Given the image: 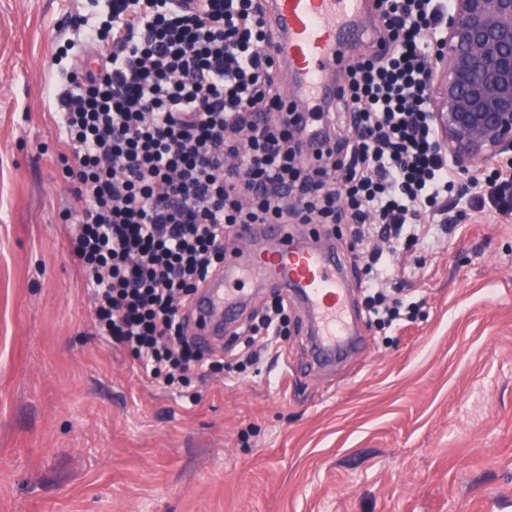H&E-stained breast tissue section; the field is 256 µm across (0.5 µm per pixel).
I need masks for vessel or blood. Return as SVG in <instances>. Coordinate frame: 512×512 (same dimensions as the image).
Instances as JSON below:
<instances>
[{"label": "vessel or blood", "mask_w": 512, "mask_h": 512, "mask_svg": "<svg viewBox=\"0 0 512 512\" xmlns=\"http://www.w3.org/2000/svg\"><path fill=\"white\" fill-rule=\"evenodd\" d=\"M266 6L280 31L275 54L293 70L292 88L303 111L336 97L326 76L342 63L346 46L367 37L368 28L357 22L367 0H267ZM262 230L274 240L272 249L229 252L223 271L197 294L191 326L198 343L213 345L237 322L245 302L241 287L253 282L276 284L303 304L314 334V360L364 349L355 331L354 290L335 248L317 238L297 240L284 224Z\"/></svg>", "instance_id": "b4317fda"}]
</instances>
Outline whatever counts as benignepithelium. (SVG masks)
I'll return each mask as SVG.
<instances>
[{
    "label": "benign epithelium",
    "instance_id": "1",
    "mask_svg": "<svg viewBox=\"0 0 512 512\" xmlns=\"http://www.w3.org/2000/svg\"><path fill=\"white\" fill-rule=\"evenodd\" d=\"M430 109L453 165L512 154V0H453L436 40Z\"/></svg>",
    "mask_w": 512,
    "mask_h": 512
}]
</instances>
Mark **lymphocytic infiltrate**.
Instances as JSON below:
<instances>
[{
    "mask_svg": "<svg viewBox=\"0 0 512 512\" xmlns=\"http://www.w3.org/2000/svg\"><path fill=\"white\" fill-rule=\"evenodd\" d=\"M380 52L345 69V122L320 129L285 111L273 20L262 0H103L78 16L65 83L52 88L67 134L74 252L94 329L147 377L175 383L213 367L185 333L188 301L224 264L230 233L289 216L356 227L363 304L396 325L420 305L391 298L382 252L424 250L456 185L512 212V164L462 175L429 109V34L450 0H376Z\"/></svg>",
    "mask_w": 512,
    "mask_h": 512,
    "instance_id": "1",
    "label": "lymphocytic infiltrate"
}]
</instances>
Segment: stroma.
<instances>
[{
    "label": "stroma",
    "mask_w": 512,
    "mask_h": 512,
    "mask_svg": "<svg viewBox=\"0 0 512 512\" xmlns=\"http://www.w3.org/2000/svg\"><path fill=\"white\" fill-rule=\"evenodd\" d=\"M90 0H0V512H512V217L467 209L398 259L411 321L307 367L289 305L276 343L174 389L92 328L65 227L72 186L49 95ZM251 351L258 362L240 369Z\"/></svg>",
    "instance_id": "obj_1"
}]
</instances>
